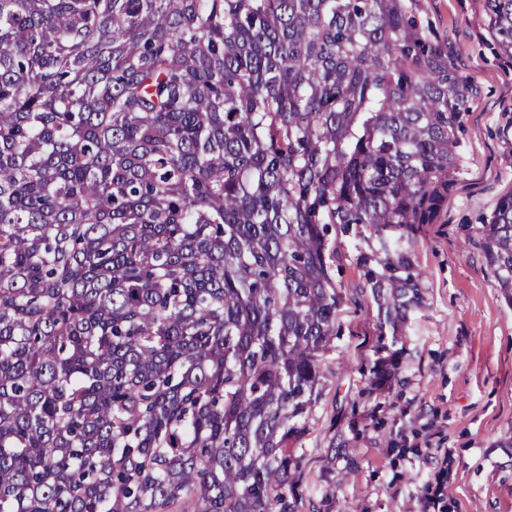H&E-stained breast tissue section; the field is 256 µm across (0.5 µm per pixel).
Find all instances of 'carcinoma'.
Returning a JSON list of instances; mask_svg holds the SVG:
<instances>
[{"instance_id":"carcinoma-1","label":"carcinoma","mask_w":512,"mask_h":512,"mask_svg":"<svg viewBox=\"0 0 512 512\" xmlns=\"http://www.w3.org/2000/svg\"><path fill=\"white\" fill-rule=\"evenodd\" d=\"M413 6L0 0V512H294L330 226L395 329L457 169L474 88ZM479 232L512 304V191Z\"/></svg>"}]
</instances>
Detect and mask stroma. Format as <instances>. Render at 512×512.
Segmentation results:
<instances>
[{
  "label": "stroma",
  "mask_w": 512,
  "mask_h": 512,
  "mask_svg": "<svg viewBox=\"0 0 512 512\" xmlns=\"http://www.w3.org/2000/svg\"><path fill=\"white\" fill-rule=\"evenodd\" d=\"M417 9L478 93L448 199L409 235L423 302L406 324L381 328L354 239L334 242L346 302L320 396L288 443L296 512H433L437 491L443 512H512V304L479 233L512 191V58L495 52L480 0Z\"/></svg>",
  "instance_id": "stroma-1"
}]
</instances>
